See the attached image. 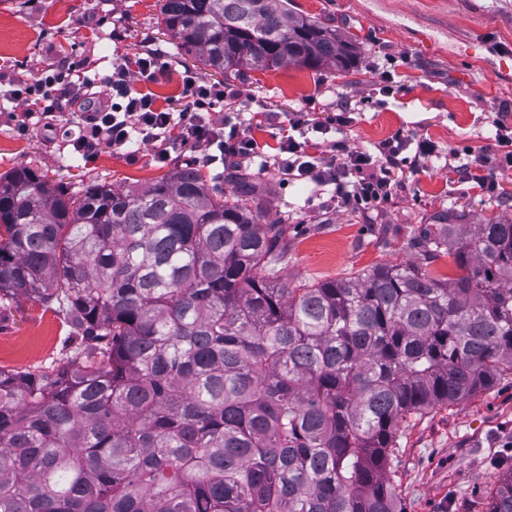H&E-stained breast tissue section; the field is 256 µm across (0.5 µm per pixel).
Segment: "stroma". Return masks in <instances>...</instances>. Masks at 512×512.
Instances as JSON below:
<instances>
[{
	"mask_svg": "<svg viewBox=\"0 0 512 512\" xmlns=\"http://www.w3.org/2000/svg\"><path fill=\"white\" fill-rule=\"evenodd\" d=\"M359 47L353 71L280 69L225 79L179 53L157 23L158 0H0V80L32 81L63 60L71 74L108 72L113 59L135 62L158 51L153 91L162 106L178 105L184 73L244 90L252 111L268 113L255 135L273 147L280 125L302 110L327 121L350 102L354 120L342 136L350 149L416 135L439 152L484 149L503 192L481 194L457 175L429 168L407 174L387 202L373 209L335 210L328 192L258 177L267 218L288 221V282L341 278L379 263L413 261L406 244L434 213L463 214L467 223L512 220V169L500 170L491 137L512 127V0H292ZM398 89L382 90L383 78ZM35 116L20 128L0 108V175L20 166L42 171L68 191L104 180L137 188L165 175L154 149L74 155L66 119L53 131ZM71 329L56 304L18 296L0 305V369L38 372L70 351ZM512 470V375L451 405L408 416L395 437L390 477L406 512H486L499 475Z\"/></svg>",
	"mask_w": 512,
	"mask_h": 512,
	"instance_id": "35a3bbf8",
	"label": "stroma"
}]
</instances>
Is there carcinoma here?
<instances>
[{"label":"carcinoma","instance_id":"carcinoma-1","mask_svg":"<svg viewBox=\"0 0 512 512\" xmlns=\"http://www.w3.org/2000/svg\"><path fill=\"white\" fill-rule=\"evenodd\" d=\"M224 74L355 67L289 0H159ZM187 164L71 194L0 175V302L55 303L72 355L0 369V512H405L387 473L410 414L512 374V223L438 213L384 263L293 287L287 220L252 173ZM451 258L462 274L427 265ZM487 512H512V472Z\"/></svg>","mask_w":512,"mask_h":512}]
</instances>
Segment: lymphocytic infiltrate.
<instances>
[{
    "label": "lymphocytic infiltrate",
    "instance_id": "lymphocytic-infiltrate-1",
    "mask_svg": "<svg viewBox=\"0 0 512 512\" xmlns=\"http://www.w3.org/2000/svg\"><path fill=\"white\" fill-rule=\"evenodd\" d=\"M155 81L154 55L137 58L134 64L113 62L109 73L85 74L69 79L63 63H51L43 79L33 83L13 82L0 88V99L21 107L56 93L58 100L75 106L70 142L74 152L91 158L105 147L126 150L135 144L153 146L156 162L167 163L188 152L202 153L205 163L218 157L235 164L256 167L259 173L274 172L285 181H305L332 187L331 203L338 208H368L390 199L402 183L405 171L400 156L413 150V168H427L436 148L429 140L395 137L380 142L376 153L361 150L336 152L331 132H344L351 124L350 105L340 106L332 119L322 122L308 113L294 112L288 118L290 134L282 136L277 152H261L252 134V123L229 122L215 106L223 100L241 99V92L188 74L182 82L179 111L160 108L152 94L136 91L132 73ZM444 167L474 188L496 194L499 182L486 173L480 157L462 159L452 150Z\"/></svg>",
    "mask_w": 512,
    "mask_h": 512
}]
</instances>
